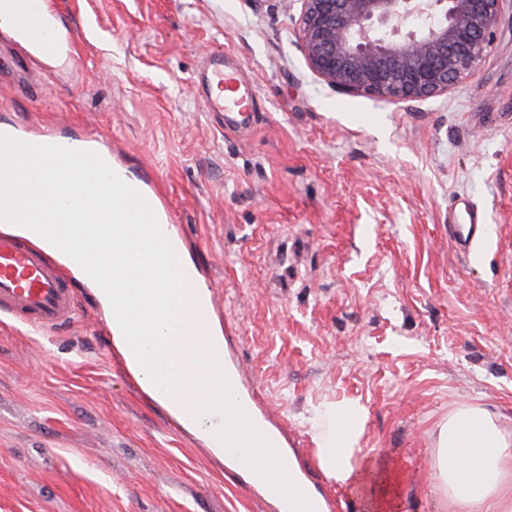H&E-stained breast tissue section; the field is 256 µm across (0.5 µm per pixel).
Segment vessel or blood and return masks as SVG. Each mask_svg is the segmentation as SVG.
I'll list each match as a JSON object with an SVG mask.
<instances>
[{
  "label": "vessel or blood",
  "mask_w": 512,
  "mask_h": 512,
  "mask_svg": "<svg viewBox=\"0 0 512 512\" xmlns=\"http://www.w3.org/2000/svg\"><path fill=\"white\" fill-rule=\"evenodd\" d=\"M11 22L42 55L55 54L54 42L34 14L18 11ZM206 83L219 89L218 95L206 100L207 110L251 111L255 101L252 84L240 71L225 68L223 58L217 56L210 60ZM482 226L481 215L474 211L468 223L450 225L449 237L458 249L465 251ZM192 288L189 282L183 286L186 308L180 318L188 325L183 338L187 343L204 345L208 342V326L190 308ZM75 311L76 290L53 256L18 237L0 232V321L7 319L42 332L69 323Z\"/></svg>",
  "instance_id": "1"
}]
</instances>
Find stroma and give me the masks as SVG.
Instances as JSON below:
<instances>
[{
    "label": "stroma",
    "instance_id": "stroma-1",
    "mask_svg": "<svg viewBox=\"0 0 512 512\" xmlns=\"http://www.w3.org/2000/svg\"><path fill=\"white\" fill-rule=\"evenodd\" d=\"M48 2L73 51L0 32V125L97 142L159 188L225 361L317 492L360 512L305 425L353 399L400 512H448L439 422L478 402L512 426V8L472 74L407 106L316 78L282 0ZM216 52L256 89L245 122L195 84ZM472 208L464 255L448 226ZM0 512L276 510L142 391L84 286L64 326L0 323Z\"/></svg>",
    "mask_w": 512,
    "mask_h": 512
}]
</instances>
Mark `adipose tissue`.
<instances>
[{"mask_svg": "<svg viewBox=\"0 0 512 512\" xmlns=\"http://www.w3.org/2000/svg\"><path fill=\"white\" fill-rule=\"evenodd\" d=\"M364 408L353 401L316 406L308 424L321 471L360 498L368 512H395L394 474L364 453ZM434 470L448 512H512V428L479 404H462L437 426Z\"/></svg>", "mask_w": 512, "mask_h": 512, "instance_id": "1", "label": "adipose tissue"}]
</instances>
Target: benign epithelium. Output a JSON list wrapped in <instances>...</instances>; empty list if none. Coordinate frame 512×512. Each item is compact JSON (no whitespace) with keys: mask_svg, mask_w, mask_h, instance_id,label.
I'll return each mask as SVG.
<instances>
[{"mask_svg":"<svg viewBox=\"0 0 512 512\" xmlns=\"http://www.w3.org/2000/svg\"><path fill=\"white\" fill-rule=\"evenodd\" d=\"M300 2L299 48L337 91L397 103L445 95L493 46L505 0Z\"/></svg>","mask_w":512,"mask_h":512,"instance_id":"1","label":"benign epithelium"}]
</instances>
